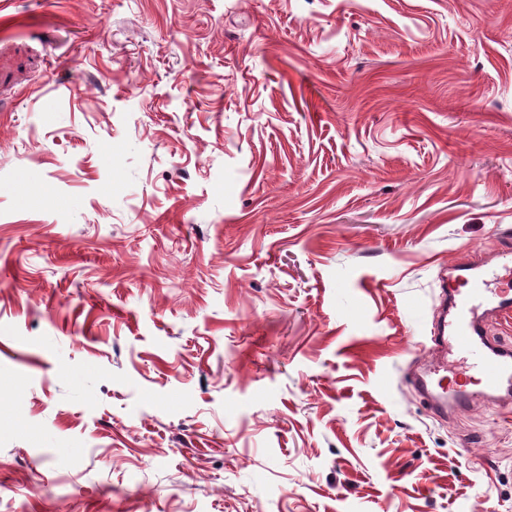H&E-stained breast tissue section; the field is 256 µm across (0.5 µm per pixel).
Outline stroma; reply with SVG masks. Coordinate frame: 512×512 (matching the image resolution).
<instances>
[{"label":"stroma","mask_w":512,"mask_h":512,"mask_svg":"<svg viewBox=\"0 0 512 512\" xmlns=\"http://www.w3.org/2000/svg\"><path fill=\"white\" fill-rule=\"evenodd\" d=\"M510 237L512 0H0V512H512ZM506 248L494 264L468 258L452 264L453 285L442 287L443 313L431 331L430 368L411 376L410 381L430 411L448 415L480 398L492 406L510 404L512 399V344L491 338L489 324L512 311V258ZM449 317V318H448ZM458 355L472 374L459 377L457 387L444 384L449 356ZM442 374L441 376H439ZM438 376V377H437ZM459 377V378H458ZM470 385L474 388H470Z\"/></svg>","instance_id":"obj_1"}]
</instances>
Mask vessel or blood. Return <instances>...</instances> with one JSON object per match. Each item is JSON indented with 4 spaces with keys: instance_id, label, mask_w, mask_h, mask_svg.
I'll return each instance as SVG.
<instances>
[{
    "instance_id": "vessel-or-blood-1",
    "label": "vessel or blood",
    "mask_w": 512,
    "mask_h": 512,
    "mask_svg": "<svg viewBox=\"0 0 512 512\" xmlns=\"http://www.w3.org/2000/svg\"><path fill=\"white\" fill-rule=\"evenodd\" d=\"M453 284L442 294L443 314L431 331L432 361L410 381L438 416L477 399L489 405L512 402V344L491 338L493 320L512 313V258L491 263L469 258L450 267ZM469 372L450 388L443 375L451 356Z\"/></svg>"
}]
</instances>
